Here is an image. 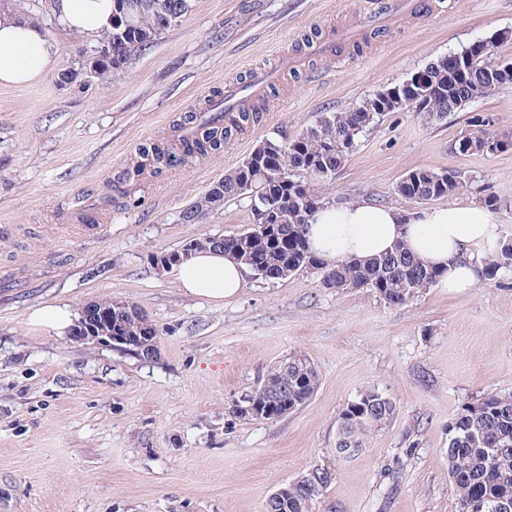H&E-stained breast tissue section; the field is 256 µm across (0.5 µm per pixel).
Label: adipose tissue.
<instances>
[{
	"label": "adipose tissue",
	"instance_id": "ef3b65f1",
	"mask_svg": "<svg viewBox=\"0 0 512 512\" xmlns=\"http://www.w3.org/2000/svg\"><path fill=\"white\" fill-rule=\"evenodd\" d=\"M54 13L66 29L97 35L112 27V0H55ZM54 42L39 25L0 11V85L34 83L56 66ZM314 251L326 260H367L404 244L440 273L438 287L465 291L475 287L481 259L495 248L502 228L480 204L440 205L418 210L366 200L314 213L307 229ZM246 268L213 250L196 252L175 267L174 279L187 295L221 302L236 295Z\"/></svg>",
	"mask_w": 512,
	"mask_h": 512
}]
</instances>
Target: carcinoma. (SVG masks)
<instances>
[{
	"mask_svg": "<svg viewBox=\"0 0 512 512\" xmlns=\"http://www.w3.org/2000/svg\"><path fill=\"white\" fill-rule=\"evenodd\" d=\"M112 30L100 46L112 47V60L101 61L95 75L102 78L150 48L157 36L180 21L191 9L190 0H113ZM491 40L475 54L467 75L458 77L440 61L428 72L424 83L412 95L444 114L490 94L487 75L507 63L496 58ZM381 116L377 100L364 99L347 112L321 115L314 124L286 141L267 139L257 146L261 156L253 166L235 168L224 174L218 193L208 192L183 213V220L195 221L224 201L250 193L252 227L224 236V254L243 263L263 280H283L309 269L320 276L321 285L343 293L352 288H371L392 306H403L436 283L438 273L426 261L398 244L394 250L368 261H327L314 253L306 238V227L317 209L324 206L315 182L328 178L345 161L357 142ZM259 118V107L243 106L229 115L216 101L200 116L186 118L190 130L180 139L184 158H199L219 149L233 133L242 131ZM489 123L473 116L470 129L454 141L452 152L465 155L486 153L485 145L496 142L512 148V134L488 129ZM309 180L304 181L299 175ZM250 189L243 191V181ZM456 169H416L396 186L395 194L410 204H420L454 195L463 186ZM483 276L503 283L512 277V239L483 260ZM302 353L288 355V363H277L260 383L246 394L248 403L266 404L270 390L280 389V401L290 408L305 405L319 384L316 367L302 361ZM397 414L396 403L373 389L360 393L341 411L334 447L360 452L367 436L387 425ZM316 488L305 502L298 497L288 503H263V512H314L331 475L314 469ZM448 477L457 496L458 512H497L498 500L512 497V396L487 394L462 406L448 423Z\"/></svg>",
	"mask_w": 512,
	"mask_h": 512,
	"instance_id": "cac0c4a2",
	"label": "carcinoma"
}]
</instances>
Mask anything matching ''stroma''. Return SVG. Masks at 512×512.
Masks as SVG:
<instances>
[{
	"instance_id": "35a3bbf8",
	"label": "stroma",
	"mask_w": 512,
	"mask_h": 512,
	"mask_svg": "<svg viewBox=\"0 0 512 512\" xmlns=\"http://www.w3.org/2000/svg\"><path fill=\"white\" fill-rule=\"evenodd\" d=\"M367 0H192L154 45L105 78L61 72L99 38L61 29L52 0H0L56 41L54 72L0 86V512H261L271 493L317 466L332 480L316 512H457L448 422L487 393L512 395V285L433 286L392 306L368 288L344 294L316 273L249 275L221 304L184 295L157 256L250 227L238 198L187 222L184 210L265 139L288 140L325 112L474 41L512 31V0H431L379 36L333 57L309 42L354 21ZM275 71L258 123L184 164L124 173L139 149L173 147L188 112L230 81ZM512 132V87L440 121L387 113L319 184L324 203L398 205L414 169L453 168L455 204L495 202L512 235V150L460 156L450 147L475 114ZM120 299L160 331L156 358L78 343L30 324L47 304ZM320 382L274 421L234 414L241 397L290 353ZM399 409L356 457L337 460L336 422L362 391Z\"/></svg>"
}]
</instances>
